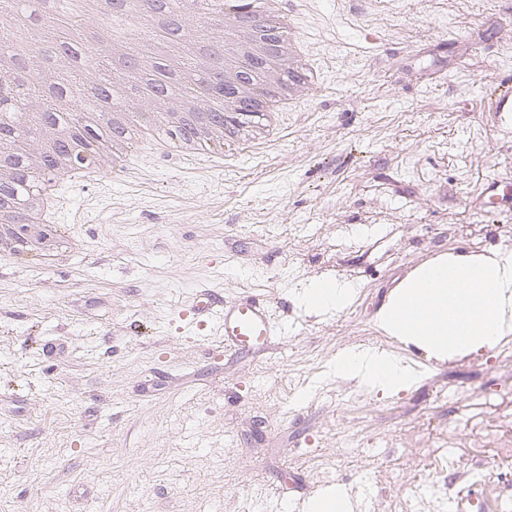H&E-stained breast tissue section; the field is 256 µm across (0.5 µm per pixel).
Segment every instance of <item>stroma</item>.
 I'll use <instances>...</instances> for the list:
<instances>
[{
  "label": "stroma",
  "mask_w": 512,
  "mask_h": 512,
  "mask_svg": "<svg viewBox=\"0 0 512 512\" xmlns=\"http://www.w3.org/2000/svg\"><path fill=\"white\" fill-rule=\"evenodd\" d=\"M283 5L319 80L274 138L133 148L62 186L55 227L75 248L0 251V512H254L260 488L301 477L343 486L355 512H447L464 481L484 512H512V336L420 364L376 321L420 264L512 251V212L472 203L512 174L483 95L512 84V0ZM326 280L350 303L304 308ZM205 285L270 295L292 333L225 353L183 315ZM353 347L414 383L333 376Z\"/></svg>",
  "instance_id": "obj_1"
}]
</instances>
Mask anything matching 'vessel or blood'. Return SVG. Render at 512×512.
I'll use <instances>...</instances> for the list:
<instances>
[{"instance_id": "1", "label": "vessel or blood", "mask_w": 512, "mask_h": 512, "mask_svg": "<svg viewBox=\"0 0 512 512\" xmlns=\"http://www.w3.org/2000/svg\"><path fill=\"white\" fill-rule=\"evenodd\" d=\"M487 109L505 128H512V85L497 87L487 96ZM476 199L485 214L512 209V182L494 178L483 182ZM191 328L209 330L224 339L225 351L238 353L242 348L263 350L275 336L286 330L278 321L271 298L254 291L244 292L237 300L224 302L216 292L201 288L194 291L186 305ZM483 500L476 484L456 487L450 500L449 512H482Z\"/></svg>"}]
</instances>
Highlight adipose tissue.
Instances as JSON below:
<instances>
[{
	"label": "adipose tissue",
	"instance_id": "adipose-tissue-1",
	"mask_svg": "<svg viewBox=\"0 0 512 512\" xmlns=\"http://www.w3.org/2000/svg\"><path fill=\"white\" fill-rule=\"evenodd\" d=\"M392 338L442 359L496 347L512 334V253L438 257L415 270L379 316ZM336 376L384 393L409 386L412 370L371 348L337 355Z\"/></svg>",
	"mask_w": 512,
	"mask_h": 512
}]
</instances>
